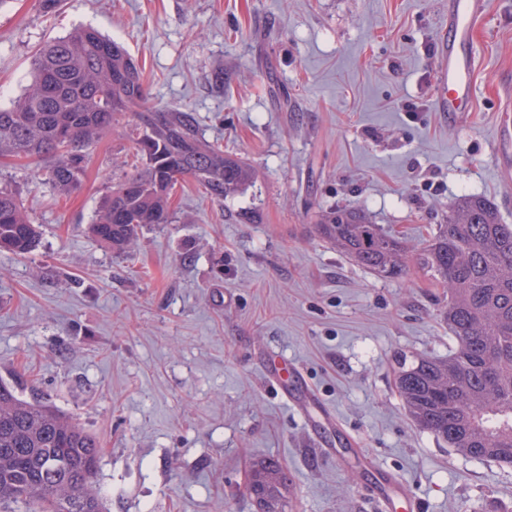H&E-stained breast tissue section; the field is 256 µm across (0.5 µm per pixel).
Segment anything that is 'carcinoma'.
Wrapping results in <instances>:
<instances>
[{
  "mask_svg": "<svg viewBox=\"0 0 512 512\" xmlns=\"http://www.w3.org/2000/svg\"><path fill=\"white\" fill-rule=\"evenodd\" d=\"M131 113L136 121L135 170L99 202L88 225L99 244L130 254L150 224L173 223L176 186L194 180L219 201L244 193L256 171L199 135L193 112L147 102L141 71L127 51L93 27H80L42 46L32 81L0 106V159L55 158L32 180L67 197L81 189L92 148ZM318 234L356 265L381 278L410 267L403 239L362 210L332 209ZM16 195L0 187V251L31 254L39 241ZM448 293L444 318L455 342L444 359L400 368L396 388L414 422L475 462L512 468V224L483 196L450 207L414 266ZM96 438L71 417L18 397L0 383V512H105L95 485ZM287 472L272 460L253 470L251 490L281 505Z\"/></svg>",
  "mask_w": 512,
  "mask_h": 512,
  "instance_id": "carcinoma-1",
  "label": "carcinoma"
}]
</instances>
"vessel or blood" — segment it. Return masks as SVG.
<instances>
[{"label": "vessel or blood", "mask_w": 512, "mask_h": 512, "mask_svg": "<svg viewBox=\"0 0 512 512\" xmlns=\"http://www.w3.org/2000/svg\"><path fill=\"white\" fill-rule=\"evenodd\" d=\"M479 16L478 0H449L448 20L437 37L433 109L456 121L466 119L474 108L472 32ZM265 373L280 383L285 403L306 414L312 431L324 427L339 428L340 423L334 414L320 410L299 370L289 368L287 362L276 358L268 362ZM365 494L380 505L382 512H400L402 504L407 501L404 484L379 469L374 470L366 484Z\"/></svg>", "instance_id": "1"}]
</instances>
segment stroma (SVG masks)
Here are the masks:
<instances>
[{
	"instance_id": "35a3bbf8",
	"label": "stroma",
	"mask_w": 512,
	"mask_h": 512,
	"mask_svg": "<svg viewBox=\"0 0 512 512\" xmlns=\"http://www.w3.org/2000/svg\"><path fill=\"white\" fill-rule=\"evenodd\" d=\"M475 106L434 112L435 40L448 0H0V105L34 52L81 26L120 42L150 102L193 111L202 136L257 171L219 202L192 180L176 219L132 256L87 226L132 157L95 146L82 189L56 198L0 165L42 227L27 258L0 252V382L71 415L100 444L107 512H255L252 466L288 470L284 512H373L363 463L400 476L418 512H512V468L477 463L416 426L399 363L444 357L448 296L423 273L384 280L317 233L325 209L363 210L417 251L464 195L512 224V0H481ZM224 72L223 88L212 78ZM278 354L362 450L321 457L300 413L265 383Z\"/></svg>"
}]
</instances>
